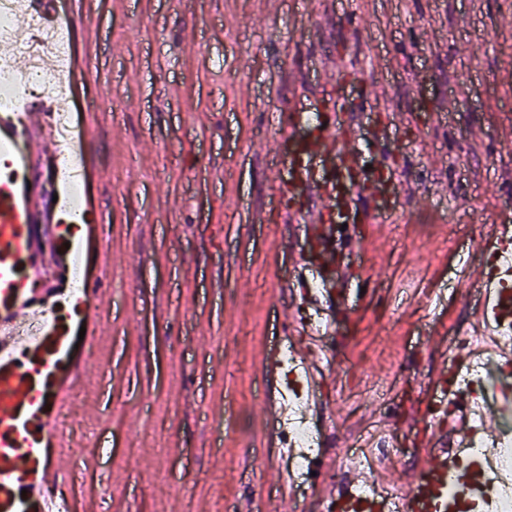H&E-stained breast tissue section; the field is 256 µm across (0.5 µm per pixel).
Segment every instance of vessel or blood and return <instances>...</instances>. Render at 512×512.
Segmentation results:
<instances>
[{
	"mask_svg": "<svg viewBox=\"0 0 512 512\" xmlns=\"http://www.w3.org/2000/svg\"><path fill=\"white\" fill-rule=\"evenodd\" d=\"M55 109V103L45 101L33 112H0V154L5 157L0 165V512H20L24 497L52 485L49 450L58 438L55 411L77 382L70 361L71 329L56 317L52 298L59 272L74 265L82 246L92 242L95 227L88 224L83 232H76L67 186L57 187L56 203L44 205L33 181L30 154L19 148L33 124H46ZM279 124L280 149L288 155L289 168L278 192L292 200L290 215L310 226L308 263L322 279L344 280L336 253L338 225L349 221L361 192L370 201L363 223L388 222L399 180L383 165L365 167L359 147L337 144L333 108L304 112L292 107L280 113ZM309 196L322 198V206L306 207ZM478 236L484 253L502 259L512 256L511 222L481 226ZM460 280L466 289L483 288L491 295L487 307L473 308L469 334L493 335L495 323L512 313V291L505 280L493 279L483 266L469 262L461 267ZM99 283L98 277L84 276L79 291L67 299L90 336L97 329ZM20 323L33 325V332L19 337L15 327ZM297 328L307 338L304 345L293 348L304 377L292 380L286 392L268 398L267 414L278 425L286 420L291 396L302 395L324 373L318 330L306 321ZM17 344L22 351L16 357L10 349ZM448 373V366H441L437 382L424 386L428 406L411 409L410 423L429 429L447 420L448 433L459 446L475 435L494 439L497 418L484 417L476 423L470 416L477 401L460 392L437 394V387L446 386ZM450 465L447 449H429L408 488L395 490L390 482L364 477L327 490L324 508L326 512H448Z\"/></svg>",
	"mask_w": 512,
	"mask_h": 512,
	"instance_id": "obj_1",
	"label": "vessel or blood"
}]
</instances>
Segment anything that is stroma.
Wrapping results in <instances>:
<instances>
[{"label":"stroma","mask_w":512,"mask_h":512,"mask_svg":"<svg viewBox=\"0 0 512 512\" xmlns=\"http://www.w3.org/2000/svg\"><path fill=\"white\" fill-rule=\"evenodd\" d=\"M77 75L76 148L99 174L84 194L98 237L100 330L74 354L80 427L56 448L68 512H265L288 504L263 403L281 378L284 322L320 279L302 264L275 175L278 112L357 98L340 138L401 179L392 223L339 239L363 280L356 338L320 337L326 377L317 478L298 504L323 512L336 459L403 413L443 357L431 332L465 327L472 228L512 196V0H63ZM403 454L376 475L408 483L444 433L396 421Z\"/></svg>","instance_id":"stroma-1"}]
</instances>
